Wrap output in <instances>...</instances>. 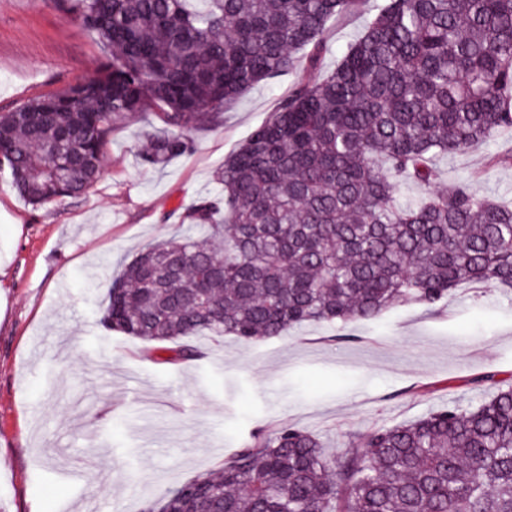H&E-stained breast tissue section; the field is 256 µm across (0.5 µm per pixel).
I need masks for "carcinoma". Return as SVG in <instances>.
<instances>
[{
  "mask_svg": "<svg viewBox=\"0 0 512 512\" xmlns=\"http://www.w3.org/2000/svg\"><path fill=\"white\" fill-rule=\"evenodd\" d=\"M50 0L108 51L92 77L0 114V169L46 206L85 195L112 128L148 107L150 165L261 82L303 70L273 115L110 280V331L198 358L185 338L244 344L344 326L463 284L512 290V204L434 187V161L512 132V0ZM372 14L318 73L327 24ZM203 229L204 236L192 231ZM224 258L223 268L214 264ZM479 405L367 427L344 452L283 424L220 467L152 494L144 512H512V388Z\"/></svg>",
  "mask_w": 512,
  "mask_h": 512,
  "instance_id": "carcinoma-1",
  "label": "carcinoma"
}]
</instances>
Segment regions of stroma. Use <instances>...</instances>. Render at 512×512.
<instances>
[{"mask_svg":"<svg viewBox=\"0 0 512 512\" xmlns=\"http://www.w3.org/2000/svg\"><path fill=\"white\" fill-rule=\"evenodd\" d=\"M366 6L330 22L321 69L362 31ZM107 52L47 0H0V113L87 79ZM295 70L226 105L195 130L191 154L162 167L139 157L155 108L114 127L99 181L35 207L0 169V512H141L153 491L215 468L254 436L290 423L327 454L349 433L470 407L486 375L512 383V294L464 285L443 304L397 306L344 327L304 325L245 345L200 341L202 357L150 359L141 340L100 323L109 280L145 245L180 236V214L214 193L215 171L301 78ZM512 136L438 162L460 183L512 201V166L490 156ZM109 460L99 480L83 474Z\"/></svg>","mask_w":512,"mask_h":512,"instance_id":"obj_1","label":"stroma"}]
</instances>
